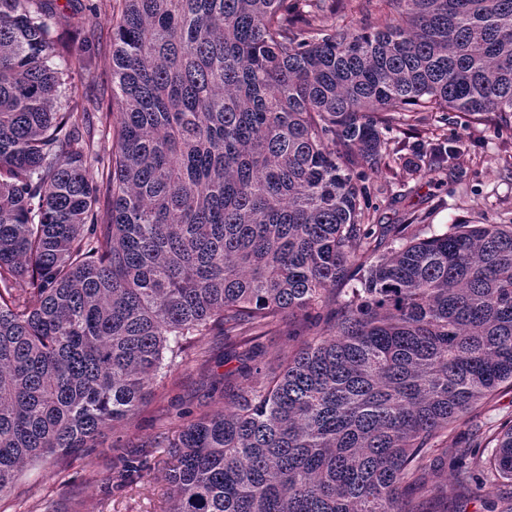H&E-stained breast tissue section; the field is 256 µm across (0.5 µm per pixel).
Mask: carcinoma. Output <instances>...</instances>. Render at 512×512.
Masks as SVG:
<instances>
[{"label":"carcinoma","instance_id":"carcinoma-1","mask_svg":"<svg viewBox=\"0 0 512 512\" xmlns=\"http://www.w3.org/2000/svg\"><path fill=\"white\" fill-rule=\"evenodd\" d=\"M122 2L101 154L100 104L65 80L90 72L83 32L0 0V494L132 420L164 351L329 309V333L183 424L166 512H424L487 484L512 512V423L474 429L488 453L438 447L512 388V224L421 237L370 223L365 186L405 112L512 128V0H367L393 15L372 30L329 21L349 0ZM446 462L438 493L421 476Z\"/></svg>","mask_w":512,"mask_h":512}]
</instances>
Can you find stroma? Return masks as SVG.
I'll return each instance as SVG.
<instances>
[{
  "label": "stroma",
  "instance_id": "obj_1",
  "mask_svg": "<svg viewBox=\"0 0 512 512\" xmlns=\"http://www.w3.org/2000/svg\"><path fill=\"white\" fill-rule=\"evenodd\" d=\"M89 14L84 0H54L58 14L89 38L91 71L72 73L79 99L97 100L103 111L118 113L112 96V21L122 0H95ZM386 165L371 172L373 221L377 224L424 225L426 233L480 221L512 222V130L477 124L464 127L427 112L387 133ZM456 139L460 152L440 172L413 174L405 165L417 146L427 148ZM311 330L293 321L261 330L259 361L277 367L281 358L311 339ZM245 357L214 334L185 350L163 369L139 414L130 422L106 428L94 449L58 462L27 467L11 492L0 497V512H166L167 486L162 471L170 460L167 444L187 413L212 412L231 404L244 390L238 370ZM143 467L136 489L121 485L127 462Z\"/></svg>",
  "mask_w": 512,
  "mask_h": 512
}]
</instances>
